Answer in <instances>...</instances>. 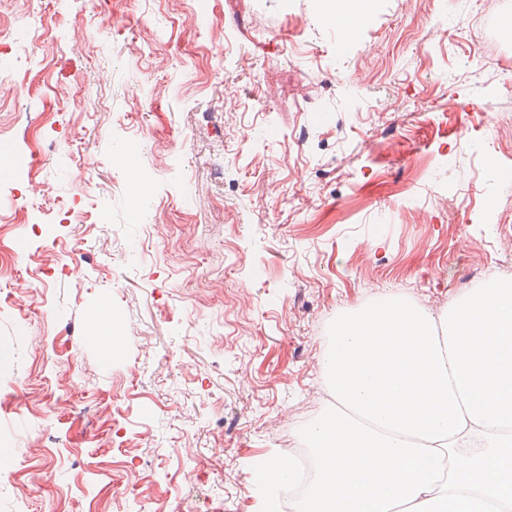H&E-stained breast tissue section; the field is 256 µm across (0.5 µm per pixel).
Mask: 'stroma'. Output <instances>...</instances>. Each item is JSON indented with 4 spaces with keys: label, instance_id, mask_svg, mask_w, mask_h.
Instances as JSON below:
<instances>
[{
    "label": "stroma",
    "instance_id": "1",
    "mask_svg": "<svg viewBox=\"0 0 512 512\" xmlns=\"http://www.w3.org/2000/svg\"><path fill=\"white\" fill-rule=\"evenodd\" d=\"M508 13L375 0L343 43L319 0H50L40 38L1 6L0 147L47 222L0 223V512H254L342 309L512 276Z\"/></svg>",
    "mask_w": 512,
    "mask_h": 512
}]
</instances>
